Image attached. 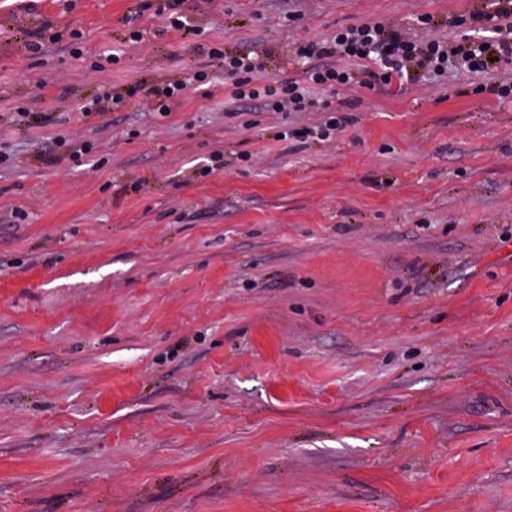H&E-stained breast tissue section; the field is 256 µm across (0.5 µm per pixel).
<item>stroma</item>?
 Masks as SVG:
<instances>
[{"mask_svg": "<svg viewBox=\"0 0 512 512\" xmlns=\"http://www.w3.org/2000/svg\"><path fill=\"white\" fill-rule=\"evenodd\" d=\"M141 2L0 0V512H512V102L316 89L350 123L284 140L315 113L234 100ZM178 3L285 81L493 0ZM204 68L168 117L79 112Z\"/></svg>", "mask_w": 512, "mask_h": 512, "instance_id": "obj_1", "label": "stroma"}]
</instances>
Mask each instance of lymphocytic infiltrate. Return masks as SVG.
I'll use <instances>...</instances> for the list:
<instances>
[{
    "label": "lymphocytic infiltrate",
    "mask_w": 512,
    "mask_h": 512,
    "mask_svg": "<svg viewBox=\"0 0 512 512\" xmlns=\"http://www.w3.org/2000/svg\"><path fill=\"white\" fill-rule=\"evenodd\" d=\"M495 6L491 16L477 10L450 18V26L468 30L454 44L438 34L437 21L427 14L418 16L420 32L416 35L378 20L337 29L322 40L297 46L296 55L306 62L299 81L261 79L264 62L257 54H228L223 47L211 46L207 56L229 77L228 90L237 101L259 102L267 112L321 111L318 123L292 129L291 135L304 141H326L341 132L349 118L330 103L316 105L309 92L313 85L335 90L356 84L388 92L438 80L451 72L486 74L489 82L474 86L473 94L512 99V77L497 74L500 63L512 59V0H496ZM492 16L498 21L494 34L470 38V31L483 28ZM207 82V71L198 70L189 80L154 85L143 97L149 111L165 118L188 84L201 87Z\"/></svg>",
    "instance_id": "obj_1"
}]
</instances>
